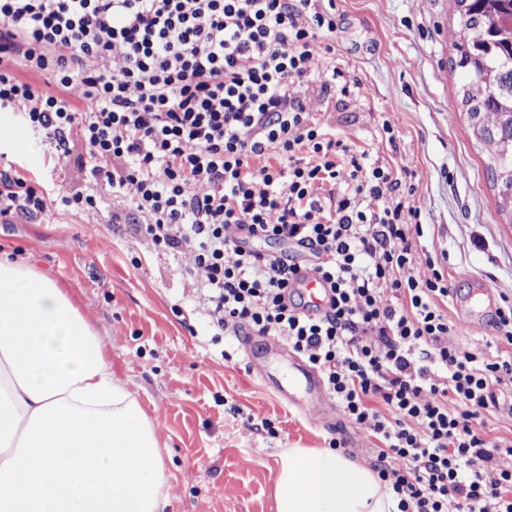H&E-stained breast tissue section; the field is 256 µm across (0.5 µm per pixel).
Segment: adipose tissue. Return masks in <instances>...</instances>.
Wrapping results in <instances>:
<instances>
[{
  "label": "adipose tissue",
  "mask_w": 512,
  "mask_h": 512,
  "mask_svg": "<svg viewBox=\"0 0 512 512\" xmlns=\"http://www.w3.org/2000/svg\"><path fill=\"white\" fill-rule=\"evenodd\" d=\"M276 512H398L377 474L329 448L278 457ZM152 421L55 281L0 257V512H164Z\"/></svg>",
  "instance_id": "obj_1"
}]
</instances>
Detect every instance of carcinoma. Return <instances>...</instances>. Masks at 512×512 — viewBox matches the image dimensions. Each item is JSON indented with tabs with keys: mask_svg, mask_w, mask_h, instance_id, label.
<instances>
[{
	"mask_svg": "<svg viewBox=\"0 0 512 512\" xmlns=\"http://www.w3.org/2000/svg\"><path fill=\"white\" fill-rule=\"evenodd\" d=\"M460 39L452 72L460 77L456 107L485 153L497 211L512 222V0H454Z\"/></svg>",
	"mask_w": 512,
	"mask_h": 512,
	"instance_id": "obj_1",
	"label": "carcinoma"
}]
</instances>
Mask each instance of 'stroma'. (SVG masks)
I'll list each match as a JSON object with an SVG mask.
<instances>
[{
    "label": "stroma",
    "instance_id": "1",
    "mask_svg": "<svg viewBox=\"0 0 512 512\" xmlns=\"http://www.w3.org/2000/svg\"><path fill=\"white\" fill-rule=\"evenodd\" d=\"M336 65L348 90L329 91L317 107L329 132L348 133L352 150L399 168L411 161L413 200L427 229L420 253L448 273V316L481 331H456L464 350L495 345L492 318L512 301V223L495 193L464 113L454 111L459 79L449 69L458 37L453 0H332ZM395 145L381 141L383 121ZM38 143L18 154L0 136V168L16 167L52 196L83 185L74 161ZM33 265L65 288L102 340L112 371L127 381L154 422L176 490L167 512H275V460L285 448L343 441L345 456L372 465L354 445L342 411L321 422L289 407L261 379L287 377L285 358L261 339L218 334L195 290V277L139 238L127 215L92 217L56 208L0 223V255ZM271 431L246 429V418Z\"/></svg>",
    "mask_w": 512,
    "mask_h": 512
}]
</instances>
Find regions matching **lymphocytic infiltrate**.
Returning a JSON list of instances; mask_svg holds the SVG:
<instances>
[{
  "mask_svg": "<svg viewBox=\"0 0 512 512\" xmlns=\"http://www.w3.org/2000/svg\"><path fill=\"white\" fill-rule=\"evenodd\" d=\"M336 29L322 0H0V112L111 200L134 189L137 234L204 271L225 335L276 337L317 369L399 512H512V440L475 427L512 418V358L449 343L409 165L367 162L321 124L315 95L343 75ZM52 206L94 216L99 199L0 170V220ZM271 240L287 250H261ZM306 260L325 305L294 299Z\"/></svg>",
  "mask_w": 512,
  "mask_h": 512,
  "instance_id": "1",
  "label": "lymphocytic infiltrate"
}]
</instances>
